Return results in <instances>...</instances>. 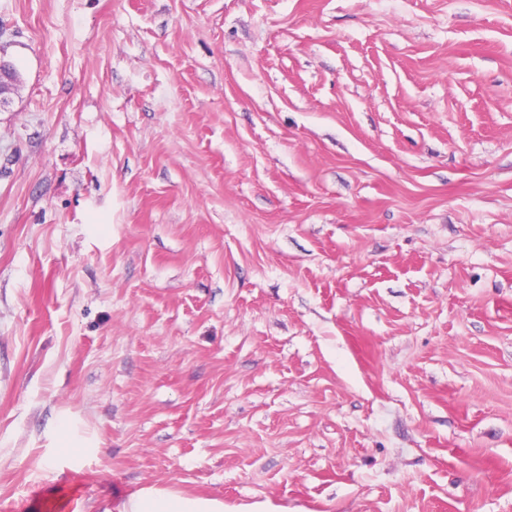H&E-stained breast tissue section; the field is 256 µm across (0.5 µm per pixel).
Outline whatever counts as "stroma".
<instances>
[{
    "mask_svg": "<svg viewBox=\"0 0 512 512\" xmlns=\"http://www.w3.org/2000/svg\"><path fill=\"white\" fill-rule=\"evenodd\" d=\"M0 59V512H512V0H0ZM116 512H224L222 501L162 488H143L115 507Z\"/></svg>",
    "mask_w": 512,
    "mask_h": 512,
    "instance_id": "obj_1",
    "label": "stroma"
}]
</instances>
